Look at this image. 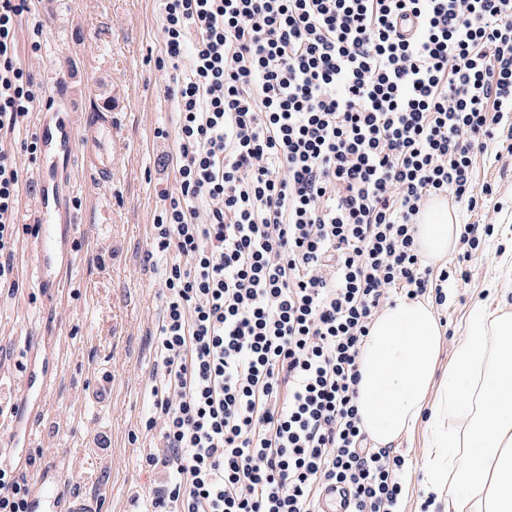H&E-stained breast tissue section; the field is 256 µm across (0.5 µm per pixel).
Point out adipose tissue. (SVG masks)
Returning a JSON list of instances; mask_svg holds the SVG:
<instances>
[{
	"label": "adipose tissue",
	"instance_id": "adipose-tissue-1",
	"mask_svg": "<svg viewBox=\"0 0 512 512\" xmlns=\"http://www.w3.org/2000/svg\"><path fill=\"white\" fill-rule=\"evenodd\" d=\"M457 208L430 201L415 224L427 264L455 252ZM432 305L399 301L360 349L357 404L368 437L390 444L425 428V497L446 512H512V308H478L447 367Z\"/></svg>",
	"mask_w": 512,
	"mask_h": 512
}]
</instances>
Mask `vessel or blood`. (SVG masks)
I'll list each match as a JSON object with an SVG mask.
<instances>
[{
    "instance_id": "obj_1",
    "label": "vessel or blood",
    "mask_w": 512,
    "mask_h": 512,
    "mask_svg": "<svg viewBox=\"0 0 512 512\" xmlns=\"http://www.w3.org/2000/svg\"><path fill=\"white\" fill-rule=\"evenodd\" d=\"M44 166L38 169L30 191L32 231L21 242L17 263L26 280L44 296L41 313L51 317L66 296L79 263L81 221L75 205L77 194L94 184L112 179L113 166L126 154L129 143L117 134L112 115L94 113L84 120L78 112H45L38 129ZM84 154L95 170L94 182L85 181L82 169L71 164L72 155ZM58 333H45L27 351L29 369L0 382V397L19 399L22 415L0 416V461L21 466L24 449L33 447L51 416L43 408L44 396L54 393L65 367ZM66 467L54 457L44 459L32 478V512H84L83 504L64 497L61 486ZM350 497L343 486L328 489L321 500L322 512H347Z\"/></svg>"
}]
</instances>
